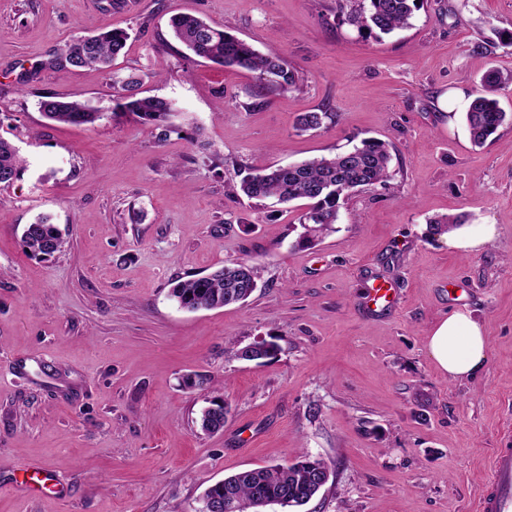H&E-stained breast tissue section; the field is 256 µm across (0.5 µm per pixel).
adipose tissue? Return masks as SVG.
I'll return each instance as SVG.
<instances>
[{
  "instance_id": "obj_1",
  "label": "adipose tissue",
  "mask_w": 512,
  "mask_h": 512,
  "mask_svg": "<svg viewBox=\"0 0 512 512\" xmlns=\"http://www.w3.org/2000/svg\"><path fill=\"white\" fill-rule=\"evenodd\" d=\"M426 347L438 369L453 381L475 376L489 357L482 326L463 310L440 319L427 337Z\"/></svg>"
}]
</instances>
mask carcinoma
<instances>
[{
    "instance_id": "obj_1",
    "label": "carcinoma",
    "mask_w": 512,
    "mask_h": 512,
    "mask_svg": "<svg viewBox=\"0 0 512 512\" xmlns=\"http://www.w3.org/2000/svg\"><path fill=\"white\" fill-rule=\"evenodd\" d=\"M345 21L361 33L389 35L411 25L414 12L423 0H344ZM176 42L193 56L224 67L241 68L259 73L267 81V89L289 92L297 88L294 69L280 55L262 54L250 43L212 25L193 14H176L170 19ZM128 34L110 29L73 38L62 49L61 56L73 67L108 68L125 48ZM512 83V73L505 74L491 67L482 75L481 89L465 110V123L471 142L483 146L507 123L512 115L499 105L497 93ZM119 92L115 109L131 112L141 122L157 130L158 140H165L178 131L172 118L173 105L161 98L141 95L142 79L129 75L115 81ZM40 110L52 121L70 125H93L103 114L95 107L78 101H66L46 95ZM333 112H305L298 117L303 131L320 128L333 120ZM391 153L389 145L375 139H363L352 149L330 158L322 157L289 166H270L248 170L240 181V191L249 199H273L278 204L297 200L307 202L299 217L303 232L298 244L306 245L336 231L335 224L345 201L355 192L386 184L390 179ZM25 160L14 145L0 137V186H9L20 176ZM460 220L443 216L429 221L432 236L446 233ZM22 242L28 253L40 259L53 256L65 244L62 231L41 216L23 228ZM257 267L249 260L234 261L199 277L177 283L169 297L182 309L209 310L229 305H242L257 288ZM201 428L220 431L224 428V398L209 401L197 420ZM315 467L328 468L318 459L302 457L286 465L245 470L224 478V483L207 488L204 496H217L224 501L222 512H263L278 505L298 507L309 502L319 489L311 487Z\"/></svg>"
}]
</instances>
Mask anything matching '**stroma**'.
<instances>
[{"label":"stroma","mask_w":512,"mask_h":512,"mask_svg":"<svg viewBox=\"0 0 512 512\" xmlns=\"http://www.w3.org/2000/svg\"><path fill=\"white\" fill-rule=\"evenodd\" d=\"M338 0H0V136L26 165L0 187V512H197L237 472L306 455L331 471L298 512H477L493 449L512 447V124L474 146L466 102L491 67L512 71V0H424L380 38L338 19ZM191 13L283 56L298 76L257 74L172 50ZM90 26L127 30L111 71L69 68ZM489 44L487 54L476 52ZM180 108L163 141L113 112V79ZM98 107L91 126L46 120L42 96ZM304 112L335 113L311 131ZM389 143L388 185L359 191L337 230L296 246L299 203L239 190L241 167L287 166ZM68 230L28 257L22 228ZM492 224L457 254L429 219ZM241 259L258 267L245 305L188 312L173 283ZM395 290L376 311L377 283ZM464 309L490 355L470 379L440 373L426 338ZM265 339L276 355L239 359ZM205 374L207 390L181 385ZM232 407L222 431L196 420ZM53 480L30 492L24 477ZM226 403L224 398L222 397H214L209 401V406L205 407L199 416V419L196 421L198 426L201 428H213L217 432L224 428V414L225 410H227V406L224 405ZM213 407L217 409H213ZM227 412L229 413V407Z\"/></svg>","instance_id":"obj_1"}]
</instances>
